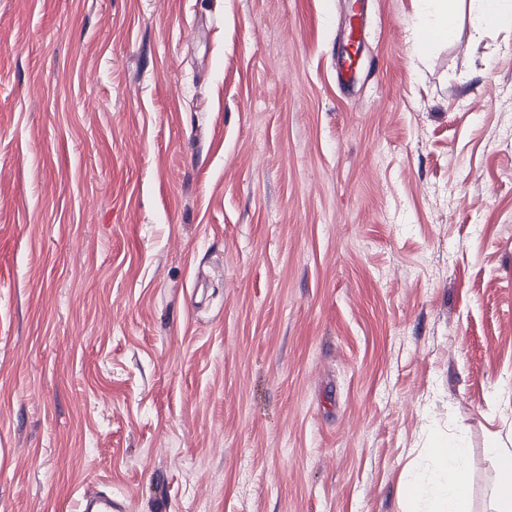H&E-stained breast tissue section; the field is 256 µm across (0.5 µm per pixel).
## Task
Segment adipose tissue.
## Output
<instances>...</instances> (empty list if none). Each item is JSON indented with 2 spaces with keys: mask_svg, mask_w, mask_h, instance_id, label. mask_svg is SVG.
Segmentation results:
<instances>
[{
  "mask_svg": "<svg viewBox=\"0 0 512 512\" xmlns=\"http://www.w3.org/2000/svg\"><path fill=\"white\" fill-rule=\"evenodd\" d=\"M421 26L414 33L417 53L456 33V0H419ZM469 21L474 34L512 28V0H469ZM489 454L496 463L494 512H512V448L491 441ZM429 478L413 483L408 493L415 502L434 501L437 512H470L471 485L468 452L448 442L429 452Z\"/></svg>",
  "mask_w": 512,
  "mask_h": 512,
  "instance_id": "obj_1",
  "label": "adipose tissue"
}]
</instances>
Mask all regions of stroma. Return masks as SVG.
<instances>
[{"instance_id": "35a3bbf8", "label": "stroma", "mask_w": 512, "mask_h": 512, "mask_svg": "<svg viewBox=\"0 0 512 512\" xmlns=\"http://www.w3.org/2000/svg\"><path fill=\"white\" fill-rule=\"evenodd\" d=\"M350 3L0 0V512H492L512 29ZM420 29L414 32V47L419 54L434 43L448 42L456 33V0H418ZM431 476L413 483L408 493L417 504L434 501L435 512H470L471 485L467 449L459 443L430 448Z\"/></svg>"}]
</instances>
